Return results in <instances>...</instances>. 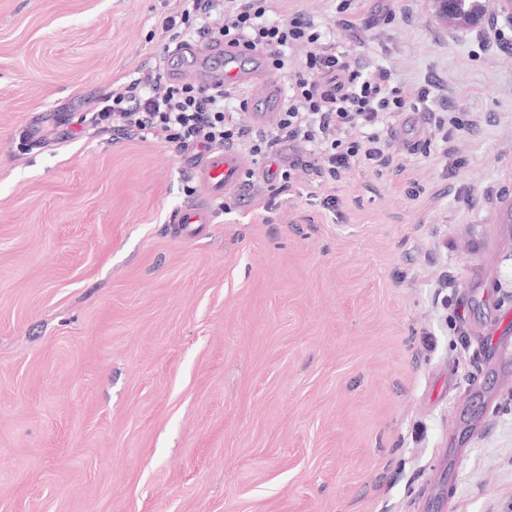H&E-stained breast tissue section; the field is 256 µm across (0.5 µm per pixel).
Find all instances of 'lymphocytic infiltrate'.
<instances>
[{
  "instance_id": "f902f5d3",
  "label": "lymphocytic infiltrate",
  "mask_w": 512,
  "mask_h": 512,
  "mask_svg": "<svg viewBox=\"0 0 512 512\" xmlns=\"http://www.w3.org/2000/svg\"><path fill=\"white\" fill-rule=\"evenodd\" d=\"M284 3L234 0L228 7L223 0H183L180 16L165 21L166 30H178L183 38L212 33L230 46L268 51L270 71L288 76V93L271 130L252 133L227 110L230 100L246 108L241 89L175 82L157 69L113 89L102 108L104 117L117 130L163 137L180 152L232 145L266 160L280 144H301L308 159L282 170L280 177L287 183L311 175L336 181L362 165L404 172L405 164L386 152L383 135L402 112L427 101L429 88L393 83L390 71L380 66L365 70L350 51L323 39L314 21L295 15L269 22V15L283 11ZM298 44L309 45L311 51L295 66L284 50ZM350 126L364 127V139H345L343 131Z\"/></svg>"
}]
</instances>
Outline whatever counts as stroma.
Here are the masks:
<instances>
[{
  "mask_svg": "<svg viewBox=\"0 0 512 512\" xmlns=\"http://www.w3.org/2000/svg\"><path fill=\"white\" fill-rule=\"evenodd\" d=\"M338 3L293 0L432 90L405 173L288 186L286 145L190 234L184 154L98 113L179 68V0H0V512H512V27Z\"/></svg>",
  "mask_w": 512,
  "mask_h": 512,
  "instance_id": "35a3bbf8",
  "label": "stroma"
}]
</instances>
